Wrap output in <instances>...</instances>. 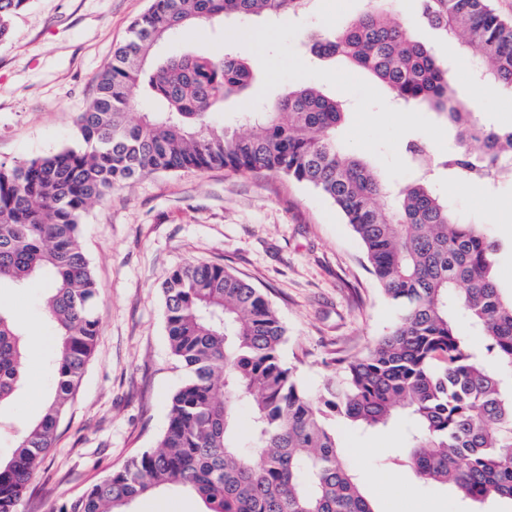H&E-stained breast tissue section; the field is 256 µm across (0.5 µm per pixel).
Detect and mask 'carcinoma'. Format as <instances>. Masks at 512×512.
Here are the masks:
<instances>
[{"label": "carcinoma", "mask_w": 512, "mask_h": 512, "mask_svg": "<svg viewBox=\"0 0 512 512\" xmlns=\"http://www.w3.org/2000/svg\"><path fill=\"white\" fill-rule=\"evenodd\" d=\"M310 0H151L96 81L77 118L84 146L0 164V289L43 280L53 329V376L40 414L0 460V512H18L52 447L92 356L97 287L80 244L87 206L137 176L164 171L266 172L307 185L333 203L362 241L384 297L402 311L368 354L343 364L318 396L297 384L280 350L286 328L268 298L219 264L169 273L164 316L172 354L187 377L172 395L155 449L129 458L82 495L49 512H128L167 489L196 496L203 512H380L347 465L331 419L361 432L398 427L401 465L425 485L463 500L512 502V294L494 274L496 244L481 224L460 222L427 174L393 187L342 150L343 103L300 85L241 128L210 120L255 81L232 52L157 54L180 29L234 14L279 18ZM28 0H0V42ZM420 19L481 56L479 82L512 94V22L491 0H421ZM319 57L340 56L392 97L435 113L454 146L441 165L460 181L512 180V126L479 121L455 94V76L392 17L390 0L332 34L313 38ZM155 110L130 119L141 99ZM25 330L0 303V406L25 381ZM250 410L249 442L237 409Z\"/></svg>", "instance_id": "cac0c4a2"}]
</instances>
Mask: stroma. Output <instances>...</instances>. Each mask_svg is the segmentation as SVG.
I'll use <instances>...</instances> for the list:
<instances>
[{
	"label": "stroma",
	"instance_id": "stroma-1",
	"mask_svg": "<svg viewBox=\"0 0 512 512\" xmlns=\"http://www.w3.org/2000/svg\"><path fill=\"white\" fill-rule=\"evenodd\" d=\"M150 0H30L0 44V163L12 165L82 146L76 119L93 96L95 78L129 36ZM371 0H313L299 16L275 22L225 18L188 28L160 48L212 55L238 50V32L252 34L250 65L257 80L246 98L225 101L214 123L231 128L244 108H270L289 90L313 84L348 106L339 145L365 158L402 186L415 176L407 151L423 145L433 188L457 218L484 225L498 244L495 270L512 291V182L494 192L465 184L440 166L453 145L447 126L421 108L397 107L388 90L341 58H320L314 35L341 28L370 9ZM420 0H396L394 15L431 48L472 98L469 68L475 50L460 49L419 22ZM81 246L98 286L96 347L61 419L55 443L19 512H48L79 496L139 452L156 447L167 425V399L186 371L170 351L162 283L174 268L196 262L224 265L260 289L287 330L281 350L299 385L319 395L342 373L340 359L363 355L374 337L398 321L369 269L360 239L317 191L279 175L161 172L115 188L91 204ZM43 282L0 292L21 309L28 343L49 341L40 298ZM52 387L48 368L26 380L22 400L0 409V458L12 455L25 420L36 416ZM338 443L364 492L381 512H471L454 490L423 486L389 464L405 446L395 430L360 433L337 424Z\"/></svg>",
	"mask_w": 512,
	"mask_h": 512
}]
</instances>
